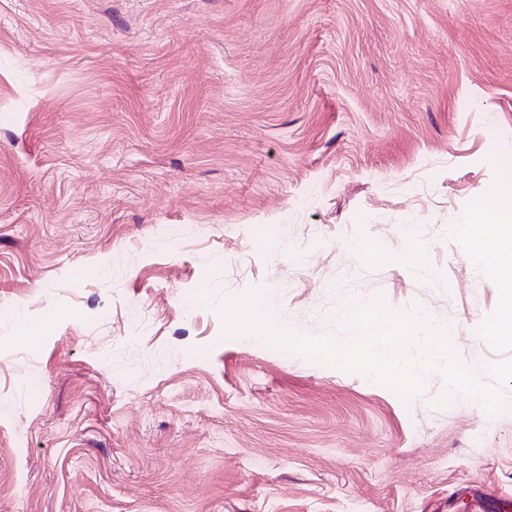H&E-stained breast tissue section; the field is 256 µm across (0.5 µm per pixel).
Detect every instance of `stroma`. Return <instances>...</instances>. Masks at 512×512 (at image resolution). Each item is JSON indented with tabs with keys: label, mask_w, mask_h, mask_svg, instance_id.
I'll use <instances>...</instances> for the list:
<instances>
[{
	"label": "stroma",
	"mask_w": 512,
	"mask_h": 512,
	"mask_svg": "<svg viewBox=\"0 0 512 512\" xmlns=\"http://www.w3.org/2000/svg\"><path fill=\"white\" fill-rule=\"evenodd\" d=\"M512 0H0V512H471L512 413L255 334L420 305L469 366L503 285ZM40 327L30 345L22 324ZM454 226L459 240L470 245L480 242L483 251L494 258L504 282L505 315L488 326L491 336L512 335V197L495 198L491 205H481ZM481 221V222H476ZM482 223V224H475Z\"/></svg>",
	"instance_id": "1"
}]
</instances>
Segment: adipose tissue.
<instances>
[{
  "label": "adipose tissue",
  "instance_id": "1",
  "mask_svg": "<svg viewBox=\"0 0 512 512\" xmlns=\"http://www.w3.org/2000/svg\"><path fill=\"white\" fill-rule=\"evenodd\" d=\"M454 231L466 245L480 243L483 251L493 257L504 282V316L488 327L490 335H512V197L494 200L480 206L476 213L466 215Z\"/></svg>",
  "mask_w": 512,
  "mask_h": 512
}]
</instances>
